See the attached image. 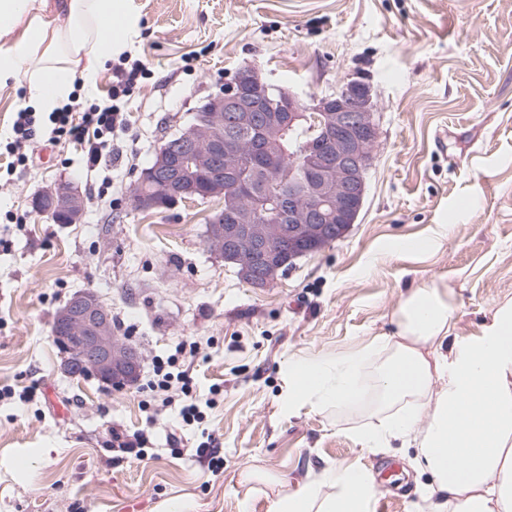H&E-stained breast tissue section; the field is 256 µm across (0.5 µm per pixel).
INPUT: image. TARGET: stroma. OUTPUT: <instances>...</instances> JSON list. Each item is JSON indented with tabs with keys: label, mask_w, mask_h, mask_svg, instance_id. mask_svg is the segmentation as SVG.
Here are the masks:
<instances>
[{
	"label": "stroma",
	"mask_w": 512,
	"mask_h": 512,
	"mask_svg": "<svg viewBox=\"0 0 512 512\" xmlns=\"http://www.w3.org/2000/svg\"><path fill=\"white\" fill-rule=\"evenodd\" d=\"M128 51L113 55L80 114L107 91L112 70L140 62L120 98L129 130L86 168L84 146L49 145L36 115L27 162L12 126L26 82L0 87V387L37 385L28 404L0 399V512H161L184 499L192 512H270L284 491L324 468L397 471L378 479L389 512H428L411 448L371 452L351 426L372 401L319 412L286 411L288 366L348 353L391 332L409 289L452 285L458 339L479 336L512 299V0H132ZM246 66L301 97L332 93L364 75L380 140L363 207L344 237L296 260L269 288L243 283L205 242L223 199L162 212L134 208L142 169L163 140L189 125L205 98ZM67 182L85 198L81 223L56 224L31 200ZM452 234L428 251L439 226ZM94 289L119 335L142 354L136 383L107 388L63 373L52 341L57 310ZM193 345L181 369L201 398L203 422L155 415L142 389L153 362ZM143 436L144 458L112 441ZM221 469L196 457L207 436Z\"/></svg>",
	"instance_id": "1"
}]
</instances>
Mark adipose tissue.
Here are the masks:
<instances>
[{
    "instance_id": "adipose-tissue-1",
    "label": "adipose tissue",
    "mask_w": 512,
    "mask_h": 512,
    "mask_svg": "<svg viewBox=\"0 0 512 512\" xmlns=\"http://www.w3.org/2000/svg\"><path fill=\"white\" fill-rule=\"evenodd\" d=\"M128 2L0 0V86L26 78L34 111H60L75 90H90L133 29ZM454 312L447 282L418 285L397 307L393 335L293 362L284 405L325 411L372 393L378 420L353 435L371 451L416 448V467L432 478V512H512V299L464 343ZM376 494L370 469L334 467L278 497L271 512H373Z\"/></svg>"
}]
</instances>
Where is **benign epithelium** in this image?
<instances>
[{"label": "benign epithelium", "instance_id": "obj_1", "mask_svg": "<svg viewBox=\"0 0 512 512\" xmlns=\"http://www.w3.org/2000/svg\"><path fill=\"white\" fill-rule=\"evenodd\" d=\"M375 109L371 86L360 78L304 100L242 68L190 125L165 139L138 182L158 184L164 195L139 191L135 206L168 210L194 193L224 199V210L210 219L208 242L243 282L268 288L286 264L337 241L355 222L380 137ZM300 121L309 124L303 143L289 139ZM285 154L298 158L304 191L255 193L242 173L244 159L272 165ZM35 208L55 224H78L85 203L60 183L38 194ZM263 211L278 223H260ZM51 337L65 373L80 369L115 387L135 382L141 353L114 331L111 311L94 290L75 292L57 311Z\"/></svg>", "mask_w": 512, "mask_h": 512}]
</instances>
